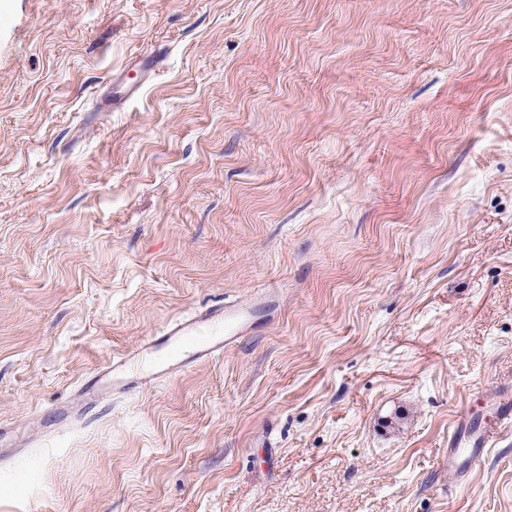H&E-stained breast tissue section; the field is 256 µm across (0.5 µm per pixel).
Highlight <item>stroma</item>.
Masks as SVG:
<instances>
[{
    "label": "stroma",
    "instance_id": "35a3bbf8",
    "mask_svg": "<svg viewBox=\"0 0 512 512\" xmlns=\"http://www.w3.org/2000/svg\"><path fill=\"white\" fill-rule=\"evenodd\" d=\"M232 301L0 512H512V428L448 493L512 390V0H0V423ZM494 399V415L471 437L463 417H458L448 435V493L455 495L472 478L475 461L495 447L504 429L512 425V399L508 393Z\"/></svg>",
    "mask_w": 512,
    "mask_h": 512
}]
</instances>
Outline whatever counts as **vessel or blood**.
Instances as JSON below:
<instances>
[{
  "mask_svg": "<svg viewBox=\"0 0 512 512\" xmlns=\"http://www.w3.org/2000/svg\"><path fill=\"white\" fill-rule=\"evenodd\" d=\"M250 310L245 303H224L196 310L165 325L160 334L149 337L122 356L110 359L83 380L73 400L56 406L54 421L23 422L15 444L29 446L54 430L75 424L92 414L116 395H134L170 380L200 362L215 361L224 355L249 327ZM494 415L469 433L464 419H456L448 435V492L457 494L472 478L474 465L486 450L495 447L504 429L512 426V396L494 399Z\"/></svg>",
  "mask_w": 512,
  "mask_h": 512,
  "instance_id": "1",
  "label": "vessel or blood"
}]
</instances>
